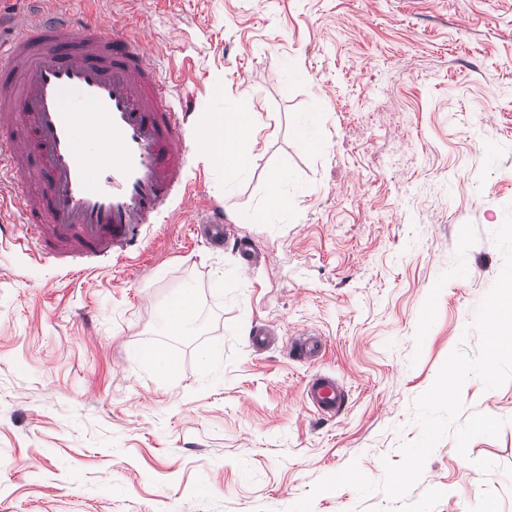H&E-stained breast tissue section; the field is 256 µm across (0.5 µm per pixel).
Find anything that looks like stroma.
Masks as SVG:
<instances>
[{
	"label": "stroma",
	"mask_w": 512,
	"mask_h": 512,
	"mask_svg": "<svg viewBox=\"0 0 512 512\" xmlns=\"http://www.w3.org/2000/svg\"><path fill=\"white\" fill-rule=\"evenodd\" d=\"M129 20L175 60L194 149L143 245L90 275L0 236V512H285L321 478L358 463L381 481L416 440L414 400L468 332L504 258L492 240L512 205V0H73ZM306 74L290 81L288 65ZM250 98L273 131L236 176L198 149L226 101ZM313 112L325 151L304 150L291 115ZM292 170L290 212L255 215L267 175ZM224 210V248L193 221ZM197 329L161 331L185 286ZM267 327L261 351L248 330ZM327 349L308 364L288 340ZM223 355L210 367L213 345ZM173 361L149 371L142 352ZM329 373L348 402L320 418L303 384ZM459 422L504 419L467 455L453 436L406 502L434 512H512V381L470 378ZM494 462L490 472L476 465ZM382 492L319 494L313 512H376ZM291 351L303 360L316 362L326 351V340L307 331H302L291 339Z\"/></svg>",
	"instance_id": "stroma-1"
}]
</instances>
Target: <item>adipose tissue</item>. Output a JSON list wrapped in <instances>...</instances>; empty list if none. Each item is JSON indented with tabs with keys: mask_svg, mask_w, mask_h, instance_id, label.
<instances>
[{
	"mask_svg": "<svg viewBox=\"0 0 512 512\" xmlns=\"http://www.w3.org/2000/svg\"><path fill=\"white\" fill-rule=\"evenodd\" d=\"M262 138L263 128L251 100L238 98L228 101L222 115L214 118L201 147L212 159L241 175L256 158Z\"/></svg>",
	"mask_w": 512,
	"mask_h": 512,
	"instance_id": "adipose-tissue-1",
	"label": "adipose tissue"
}]
</instances>
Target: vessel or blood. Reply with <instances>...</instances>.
Instances as JSON below:
<instances>
[{"instance_id": "1", "label": "vessel or blood", "mask_w": 512, "mask_h": 512, "mask_svg": "<svg viewBox=\"0 0 512 512\" xmlns=\"http://www.w3.org/2000/svg\"><path fill=\"white\" fill-rule=\"evenodd\" d=\"M0 40V128L22 123L30 141L0 138V193L10 190L21 249L60 265L138 251L174 193L190 199L185 165L192 146L171 82L136 31L119 20L74 15L69 0H40ZM195 233L224 243V213L211 209ZM318 361L323 337L291 340ZM336 377L315 373L303 404L322 417L345 406Z\"/></svg>"}]
</instances>
